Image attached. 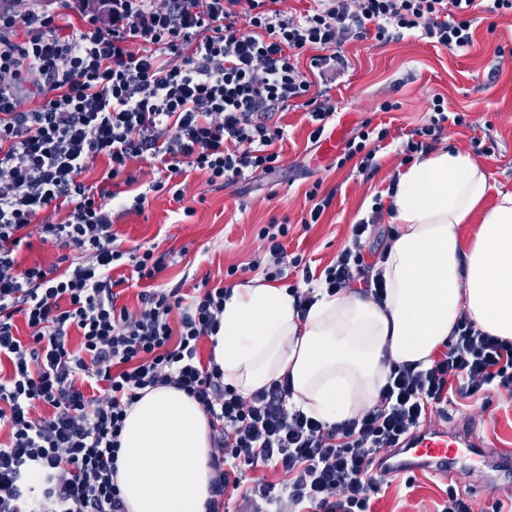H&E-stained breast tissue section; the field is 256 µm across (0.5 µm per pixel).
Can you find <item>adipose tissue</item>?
Listing matches in <instances>:
<instances>
[{"mask_svg": "<svg viewBox=\"0 0 512 512\" xmlns=\"http://www.w3.org/2000/svg\"><path fill=\"white\" fill-rule=\"evenodd\" d=\"M489 189L484 166L452 145L399 167L388 200L399 232L375 267L382 300L318 287L302 316L287 286H234L212 347L225 383L247 397L288 378L294 403L334 425L375 404L393 365L430 367L460 316L512 340V190L487 207ZM477 211V230L462 236ZM211 451L194 398L144 389L126 410L116 462L128 512H204Z\"/></svg>", "mask_w": 512, "mask_h": 512, "instance_id": "obj_1", "label": "adipose tissue"}]
</instances>
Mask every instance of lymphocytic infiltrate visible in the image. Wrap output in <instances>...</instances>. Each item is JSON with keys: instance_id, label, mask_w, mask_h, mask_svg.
<instances>
[{"instance_id": "lymphocytic-infiltrate-1", "label": "lymphocytic infiltrate", "mask_w": 512, "mask_h": 512, "mask_svg": "<svg viewBox=\"0 0 512 512\" xmlns=\"http://www.w3.org/2000/svg\"><path fill=\"white\" fill-rule=\"evenodd\" d=\"M280 0H110L108 18L88 7L76 27L10 0L0 6V512H126L114 481L126 409L145 388L193 397L211 428L212 477L204 512H224V494L247 470L282 472L280 495L256 483L245 500L270 512H372L373 468L385 451L419 430L449 401L489 392L512 397V341L460 319L447 351L426 369L393 366L376 403L339 425L291 401L287 379L251 396L225 384L215 361L198 357L216 335L230 290L201 279L140 292L119 305L127 277L155 280L166 268L153 249H125L112 227V182L149 159L167 178L134 195L183 201L186 171L221 189L275 173L286 130L276 114L304 105L320 142L336 114L331 97L311 94L310 74L344 69L351 39L420 33L451 51L471 47L476 0H314L295 14ZM37 98L24 106L25 96ZM464 117L435 98L433 112L405 145L426 153ZM389 135L362 124L339 163L375 170L376 143ZM97 184L83 175L97 159ZM65 210L63 221L52 211ZM360 220L353 240L322 271L334 293L371 278L363 265ZM60 255L20 267L31 237ZM131 270L119 275V267ZM24 320L29 335L16 334ZM77 328L78 349L68 344Z\"/></svg>"}]
</instances>
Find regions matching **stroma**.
<instances>
[{
	"instance_id": "stroma-1",
	"label": "stroma",
	"mask_w": 512,
	"mask_h": 512,
	"mask_svg": "<svg viewBox=\"0 0 512 512\" xmlns=\"http://www.w3.org/2000/svg\"><path fill=\"white\" fill-rule=\"evenodd\" d=\"M475 42L463 52L438 49L414 36L387 42L366 38L347 41L341 51L347 69L327 74L317 89L327 90L336 104V122L355 132L364 121L385 124L389 137L377 153L379 166L369 176L354 162L337 166L335 155L322 154L308 139L305 110L289 108L280 118L288 133L281 145V167L216 189L204 175L190 173L184 201L168 194L149 195L143 212L126 211L118 196L114 231L122 247H155L168 253L170 265L159 279L172 287L183 277L223 279L227 267L241 266L234 284L255 279L246 268L258 254L257 234L270 222L287 223L289 256H301L313 274L350 245L352 226L369 218L376 197L387 196L394 175L405 163L402 145L424 122L434 96H443L449 111L464 114L462 126H448L445 135L456 147L482 163L489 183L512 189V16L476 10ZM332 195L331 206L318 223H305L310 207L306 191ZM193 208L185 216L184 208ZM464 420L477 430L489 453H512V402L500 393L469 399L465 406H447L433 414L432 424ZM374 512H437L456 490L474 512H489L496 496L482 472L446 482L426 472L381 477Z\"/></svg>"
}]
</instances>
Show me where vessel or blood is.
I'll return each mask as SVG.
<instances>
[{
  "label": "vessel or blood",
  "mask_w": 512,
  "mask_h": 512,
  "mask_svg": "<svg viewBox=\"0 0 512 512\" xmlns=\"http://www.w3.org/2000/svg\"><path fill=\"white\" fill-rule=\"evenodd\" d=\"M487 460L475 433L462 427H427L417 431L404 447L384 453L374 470L379 475L391 476L428 469L450 480L475 470L477 463Z\"/></svg>",
  "instance_id": "b4317fda"
}]
</instances>
